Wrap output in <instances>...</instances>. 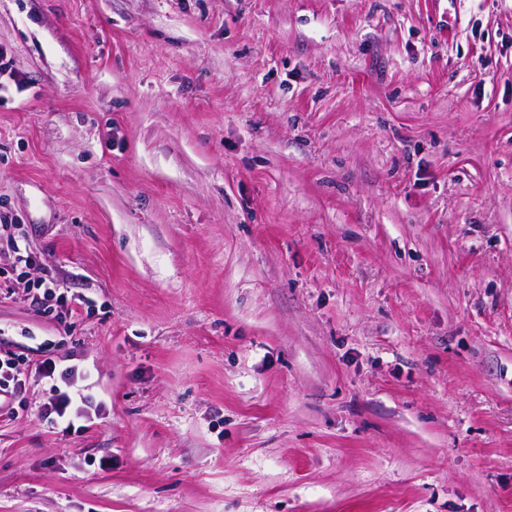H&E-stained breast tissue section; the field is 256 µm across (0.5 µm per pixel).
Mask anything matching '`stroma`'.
I'll list each match as a JSON object with an SVG mask.
<instances>
[{
	"label": "stroma",
	"instance_id": "stroma-1",
	"mask_svg": "<svg viewBox=\"0 0 512 512\" xmlns=\"http://www.w3.org/2000/svg\"><path fill=\"white\" fill-rule=\"evenodd\" d=\"M0 222V512H512V0H0ZM27 367L25 362L11 353L0 354V416L10 420L19 417L14 406L22 389L25 388ZM64 362L65 360H59ZM55 358L48 357L36 369L39 380L48 387L47 402L41 413L47 419L55 415L58 425L65 424L63 433L77 432L82 426L75 427L74 419L82 418L83 409L91 396L89 385H79L81 372L76 365L62 366Z\"/></svg>",
	"mask_w": 512,
	"mask_h": 512
}]
</instances>
